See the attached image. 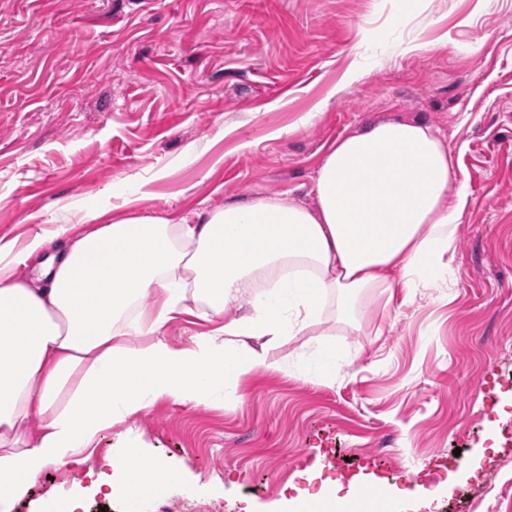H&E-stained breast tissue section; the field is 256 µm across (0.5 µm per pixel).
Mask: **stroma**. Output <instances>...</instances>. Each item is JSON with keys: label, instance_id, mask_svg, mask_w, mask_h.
I'll list each match as a JSON object with an SVG mask.
<instances>
[{"label": "stroma", "instance_id": "1", "mask_svg": "<svg viewBox=\"0 0 512 512\" xmlns=\"http://www.w3.org/2000/svg\"><path fill=\"white\" fill-rule=\"evenodd\" d=\"M390 117L459 153L447 285L404 305L369 289L345 313L328 298L313 339L271 349L282 371L242 380L241 406L158 401L86 465L46 468L17 512H57L90 470L100 491L73 512H120L112 458L130 440L204 486L141 512H273L346 494L374 462L396 512H512V0H0V236L119 215L138 192L142 214L175 218L310 206L327 148ZM493 471L496 508L470 510ZM419 485L429 497H406Z\"/></svg>", "mask_w": 512, "mask_h": 512}]
</instances>
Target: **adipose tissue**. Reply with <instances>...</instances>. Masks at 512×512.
<instances>
[{"label": "adipose tissue", "mask_w": 512, "mask_h": 512, "mask_svg": "<svg viewBox=\"0 0 512 512\" xmlns=\"http://www.w3.org/2000/svg\"><path fill=\"white\" fill-rule=\"evenodd\" d=\"M314 192L311 207L230 200L191 221L102 224L90 210L79 231L0 238V512L158 401L240 406V379L278 370L270 348L308 335L326 297L374 288L407 301L447 282L468 190L439 129L383 119L337 139ZM189 314L210 329L171 344L166 329ZM112 470L133 487L193 486L134 445Z\"/></svg>", "instance_id": "1"}]
</instances>
